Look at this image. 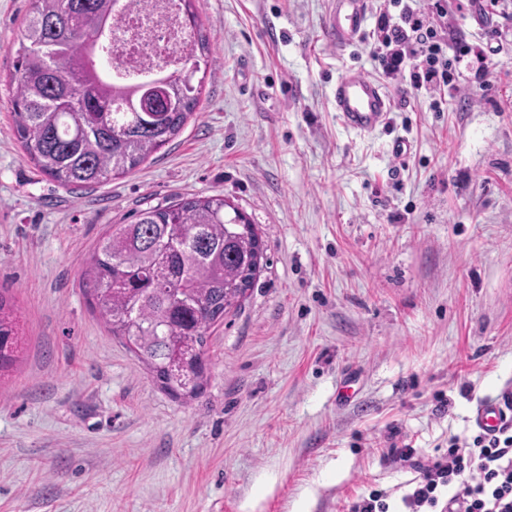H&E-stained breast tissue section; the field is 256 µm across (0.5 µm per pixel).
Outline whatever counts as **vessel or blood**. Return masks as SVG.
Returning a JSON list of instances; mask_svg holds the SVG:
<instances>
[{
  "mask_svg": "<svg viewBox=\"0 0 512 512\" xmlns=\"http://www.w3.org/2000/svg\"><path fill=\"white\" fill-rule=\"evenodd\" d=\"M370 0H333L323 25V37L336 50H345L364 33ZM333 108L349 130L369 135L386 124L394 102L386 87L364 71L350 68L339 74L332 90ZM512 419L503 398L481 404L474 416L478 428L499 429Z\"/></svg>",
  "mask_w": 512,
  "mask_h": 512,
  "instance_id": "obj_1",
  "label": "vessel or blood"
}]
</instances>
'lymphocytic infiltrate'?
<instances>
[{"label": "lymphocytic infiltrate", "instance_id": "f902f5d3", "mask_svg": "<svg viewBox=\"0 0 512 512\" xmlns=\"http://www.w3.org/2000/svg\"><path fill=\"white\" fill-rule=\"evenodd\" d=\"M478 2L389 0L371 33L379 73L417 93L458 89L467 74L490 91L489 63L500 46L470 43L453 23L456 12ZM392 453L415 473L412 489L401 498L403 512H512L511 426L478 432L463 443L450 438L445 451L432 455L409 447Z\"/></svg>", "mask_w": 512, "mask_h": 512}]
</instances>
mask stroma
I'll return each instance as SVG.
<instances>
[{
	"instance_id": "1",
	"label": "stroma",
	"mask_w": 512,
	"mask_h": 512,
	"mask_svg": "<svg viewBox=\"0 0 512 512\" xmlns=\"http://www.w3.org/2000/svg\"><path fill=\"white\" fill-rule=\"evenodd\" d=\"M330 7L195 0V114L126 177L76 191L15 137L30 0H0V290L26 332L0 384V512H345L374 489L396 507L414 473L390 446L434 454L512 390V50L487 94L437 104L387 82L390 120L363 136L331 95L346 68L375 75L371 44H327ZM187 195L223 196L263 243L193 398L105 329L82 279L112 227Z\"/></svg>"
}]
</instances>
